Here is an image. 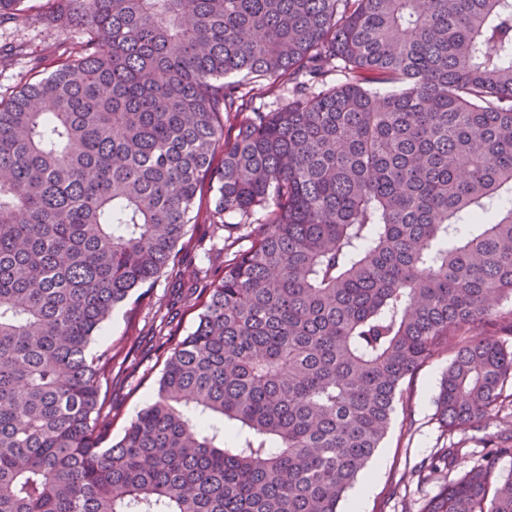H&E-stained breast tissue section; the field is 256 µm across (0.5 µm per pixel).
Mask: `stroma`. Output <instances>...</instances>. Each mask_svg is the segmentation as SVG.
Listing matches in <instances>:
<instances>
[{"label":"stroma","mask_w":512,"mask_h":512,"mask_svg":"<svg viewBox=\"0 0 512 512\" xmlns=\"http://www.w3.org/2000/svg\"><path fill=\"white\" fill-rule=\"evenodd\" d=\"M29 11L17 23L0 25V99L17 91L30 79V69L46 66L58 55L61 45L80 42L84 33L76 27L61 28L45 14L42 0H27ZM195 209L196 224L181 242L178 264L162 273L148 292L145 302L116 308L93 351H110L112 377L102 386V396L112 411L106 439L118 440L129 421L156 389L167 351L194 331L205 296L202 290L187 288L192 270L216 279L224 272L225 260L245 249L235 226L222 229L210 223L214 193L203 187ZM453 358L445 352L418 369L404 385L403 400L397 403L390 429L364 476L341 502L349 512L354 500H361L364 512H424L428 502L445 483L455 480L460 468L446 471L441 479L418 481L411 473L429 464L442 448L461 444L468 452L465 466L481 459L483 449L497 444V427L479 432L448 433L438 416L436 398L440 380Z\"/></svg>","instance_id":"35a3bbf8"}]
</instances>
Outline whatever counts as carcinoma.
<instances>
[{
  "mask_svg": "<svg viewBox=\"0 0 512 512\" xmlns=\"http://www.w3.org/2000/svg\"><path fill=\"white\" fill-rule=\"evenodd\" d=\"M45 7L86 36L0 99V512H340L450 348L447 431L503 441L425 512H512V0ZM274 83L288 103L249 110ZM207 181L250 245L104 447L91 344L174 264Z\"/></svg>",
  "mask_w": 512,
  "mask_h": 512,
  "instance_id": "1",
  "label": "carcinoma"
}]
</instances>
